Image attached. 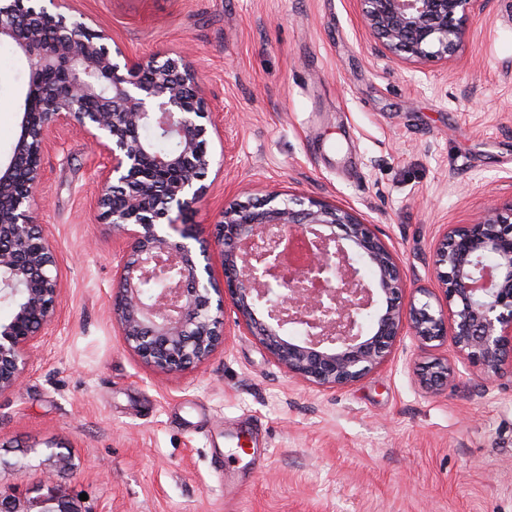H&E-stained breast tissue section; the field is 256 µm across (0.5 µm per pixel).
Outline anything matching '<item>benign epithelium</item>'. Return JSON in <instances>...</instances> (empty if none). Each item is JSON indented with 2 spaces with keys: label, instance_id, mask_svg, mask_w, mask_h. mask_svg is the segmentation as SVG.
<instances>
[{
  "label": "benign epithelium",
  "instance_id": "7a95c632",
  "mask_svg": "<svg viewBox=\"0 0 512 512\" xmlns=\"http://www.w3.org/2000/svg\"><path fill=\"white\" fill-rule=\"evenodd\" d=\"M479 2L359 0L382 49L416 61L448 58ZM69 11L70 0H25L21 19L14 3L0 6V42L32 61L20 136L0 163V298L14 300L11 320L0 324V392L23 379L59 305L56 253L35 224L42 159L57 125L78 128L107 157L96 205L130 247L112 317L145 364L174 372L204 363L224 341L229 304L289 377L319 387H345L377 368L406 330L424 345L449 339L454 348L456 359L420 374L427 388L453 383L458 361L482 383L512 378V205L505 217L492 209L473 224L444 227L435 309L428 301L397 306L405 284L393 251L371 225L327 202L272 191L258 215L232 204L210 244L172 216L201 198L211 166L214 122L194 91V71L180 56L129 57L105 31L69 24ZM147 127L178 141V150L153 151L138 134ZM361 260L373 280L361 274ZM148 280L162 285L152 298L142 293ZM377 293L386 307L374 313Z\"/></svg>",
  "mask_w": 512,
  "mask_h": 512
}]
</instances>
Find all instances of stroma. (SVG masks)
<instances>
[{
	"instance_id": "stroma-1",
	"label": "stroma",
	"mask_w": 512,
	"mask_h": 512,
	"mask_svg": "<svg viewBox=\"0 0 512 512\" xmlns=\"http://www.w3.org/2000/svg\"><path fill=\"white\" fill-rule=\"evenodd\" d=\"M126 53L185 56L216 131L201 239L224 207L287 198L352 211L436 289L443 225L512 204V0H483L444 60L381 51L358 0H72ZM32 64L0 52V160L20 134ZM45 153L36 214L58 259L57 315L21 384L0 393V493L40 512L46 476L80 512H512V381L421 386L450 344L400 336L352 385L289 378L225 307L203 364L161 372L112 319L128 253L96 208L107 163L77 128ZM73 471L50 474L48 447Z\"/></svg>"
}]
</instances>
